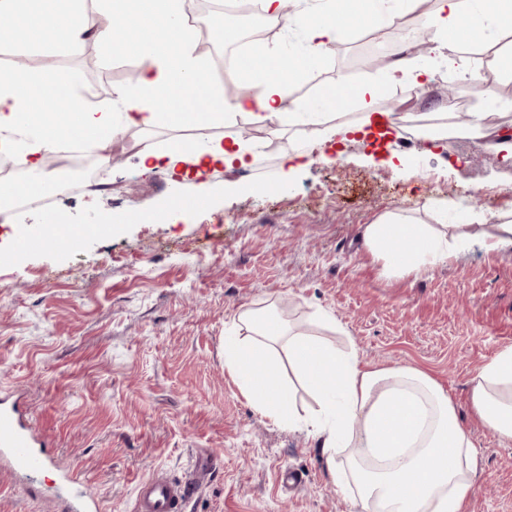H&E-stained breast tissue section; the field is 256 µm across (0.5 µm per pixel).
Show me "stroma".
<instances>
[{
	"label": "stroma",
	"mask_w": 512,
	"mask_h": 512,
	"mask_svg": "<svg viewBox=\"0 0 512 512\" xmlns=\"http://www.w3.org/2000/svg\"><path fill=\"white\" fill-rule=\"evenodd\" d=\"M418 19L364 22L297 75L287 97L316 99L337 73L356 70L380 34L388 52L417 53ZM49 48L78 75L77 94L112 105L134 59ZM437 68L427 90L390 83L405 116L449 112ZM262 154L245 173L211 165L172 187L145 175L143 140L166 148L189 130L131 129L108 150L115 193L74 190L61 209L70 227L107 225L74 249L16 248L14 224H40V208L0 223V398L21 397L64 465L76 468L102 512H132L135 487L156 470L188 477L199 457L216 471L188 512H353L320 443L300 425H275L242 396L224 366L226 337L244 334L243 313L274 305L300 332L354 352L361 366L417 367L453 399L481 459L465 512H512V445L477 421L474 371L512 347V247L489 249L485 225L512 214V160L488 137L404 147L393 129L380 147L319 143L317 130L284 118L258 126ZM303 158L286 162L293 149ZM202 206L171 219L172 191ZM473 214L470 236L449 259L386 271L362 243L365 225L393 213L414 224H452ZM156 218L143 223L139 212ZM54 472L0 468V512H69Z\"/></svg>",
	"instance_id": "1"
}]
</instances>
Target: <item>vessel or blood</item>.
<instances>
[{
	"label": "vessel or blood",
	"instance_id": "obj_1",
	"mask_svg": "<svg viewBox=\"0 0 512 512\" xmlns=\"http://www.w3.org/2000/svg\"><path fill=\"white\" fill-rule=\"evenodd\" d=\"M84 230H59L56 224H44L36 240L47 248L77 246ZM30 236L18 240L19 247L30 244ZM0 461L14 471L56 470L65 487L70 488L76 512H99V501L84 490V483L74 468L61 465L47 452L36 431L27 423L18 404L0 406ZM214 466L211 457L197 461L193 474L182 483L155 474L136 486L134 512H186L190 500Z\"/></svg>",
	"mask_w": 512,
	"mask_h": 512
}]
</instances>
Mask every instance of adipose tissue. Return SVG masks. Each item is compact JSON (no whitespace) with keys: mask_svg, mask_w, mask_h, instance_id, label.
<instances>
[{"mask_svg":"<svg viewBox=\"0 0 512 512\" xmlns=\"http://www.w3.org/2000/svg\"><path fill=\"white\" fill-rule=\"evenodd\" d=\"M47 4V31L21 36L15 26L0 25V46H80L95 35L105 56L121 52L139 60L134 89L123 91L120 112L93 109L76 94L74 72L48 73L0 70V148L22 150L39 171L47 153L55 151L69 133L84 144L107 150L112 139L130 127L189 126L198 135L192 141H173L165 150L142 143L137 156L143 171L169 175L188 167L221 162L242 164L247 152H230L209 139L210 127L223 123L226 112L249 111L253 121L268 124L285 114L286 92L276 70H265L257 94L225 99L210 90L204 112H179L166 107L158 90L193 93L203 65L194 53L196 31L186 25L183 0H94L92 12L72 7L69 0ZM421 0H329L327 13L296 19L302 44L293 50L289 70L315 66L327 47L339 41L345 17L362 14L371 19L392 11L416 12ZM424 24L432 33L430 46L420 56L392 62L390 79L412 77L424 86L435 62L451 72L483 78L472 58V32L485 39L512 28V0H436ZM48 85L65 94V112H41L32 104L33 91ZM378 81H354L341 86L339 97L320 99L316 110L341 112L348 104L365 109L364 124L380 97ZM363 242L373 253L399 270H414L448 258L447 233L429 224H411L395 214L366 225ZM246 335L232 337L225 349V365L236 377L242 395L273 423L295 420L291 397L282 383L284 368L300 375L316 396L317 407L307 424L320 441L340 490L358 512H464L474 492L478 457L468 430L459 421L452 399L427 373L412 366L366 368L350 354L305 333L291 331L279 316L257 310L243 316ZM473 414L505 444H512V348L499 352L471 377ZM350 449L338 460L339 449Z\"/></svg>","mask_w":512,"mask_h":512,"instance_id":"1","label":"adipose tissue"}]
</instances>
